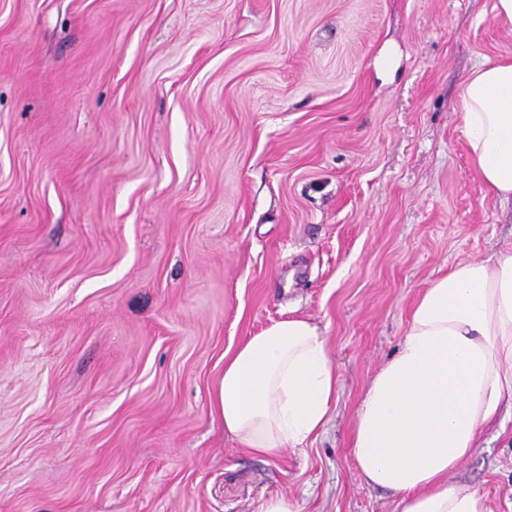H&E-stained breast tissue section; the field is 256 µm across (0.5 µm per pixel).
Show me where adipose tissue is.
Segmentation results:
<instances>
[{"label": "adipose tissue", "mask_w": 512, "mask_h": 512, "mask_svg": "<svg viewBox=\"0 0 512 512\" xmlns=\"http://www.w3.org/2000/svg\"><path fill=\"white\" fill-rule=\"evenodd\" d=\"M467 156L491 196L512 199V59L474 69L458 94ZM337 394L320 327L272 322L224 361L216 406L250 453L279 458L317 435ZM512 404V251L454 264L413 306L404 338L369 383L352 433L357 468L400 512H489L449 476Z\"/></svg>", "instance_id": "1"}]
</instances>
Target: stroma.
<instances>
[{
  "label": "stroma",
  "instance_id": "stroma-1",
  "mask_svg": "<svg viewBox=\"0 0 512 512\" xmlns=\"http://www.w3.org/2000/svg\"><path fill=\"white\" fill-rule=\"evenodd\" d=\"M494 2L0 0V512H399L366 388L434 278L512 250L457 117L512 58ZM292 311L338 396L266 459L215 399ZM450 480L512 512L511 408Z\"/></svg>",
  "mask_w": 512,
  "mask_h": 512
}]
</instances>
